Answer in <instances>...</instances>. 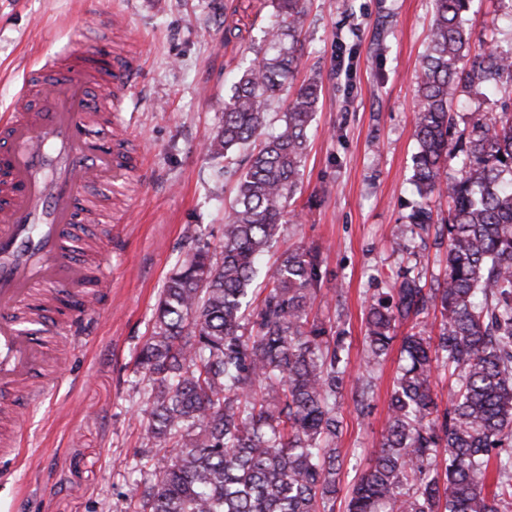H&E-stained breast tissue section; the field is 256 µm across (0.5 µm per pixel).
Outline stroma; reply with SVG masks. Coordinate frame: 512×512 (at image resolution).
Wrapping results in <instances>:
<instances>
[{
  "label": "stroma",
  "instance_id": "stroma-1",
  "mask_svg": "<svg viewBox=\"0 0 512 512\" xmlns=\"http://www.w3.org/2000/svg\"><path fill=\"white\" fill-rule=\"evenodd\" d=\"M271 0H0V113L24 77L68 55L74 38L97 43L103 55L141 58L130 93L131 131L142 172L98 192V219L82 225L79 261L89 270L112 263L113 277L97 305L72 328L35 327L48 344L70 349L52 364L55 382L30 404L24 392L0 391L9 402L0 436L15 439V460L0 465V512H134L128 489L138 465L159 462L147 444L143 375L135 354L150 336L157 303L192 233L211 245L224 236V212L236 179L211 158L210 136L229 92L226 72L262 43ZM306 34L290 87L316 77L322 92L313 116L302 183L288 222L267 253L317 249L321 319L339 318L352 376L336 399L346 459L337 512L353 482L371 465V449L388 419L400 364V336L371 375L370 415L358 416L364 310L378 289L406 267L430 280L443 272L446 245H392L408 233L415 201L416 80L431 19L430 0H306ZM125 22L112 28L113 16ZM472 50L512 47V0H475L469 15ZM499 96L474 88L453 103L457 123L498 116Z\"/></svg>",
  "mask_w": 512,
  "mask_h": 512
}]
</instances>
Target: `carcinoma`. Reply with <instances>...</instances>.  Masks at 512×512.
Instances as JSON below:
<instances>
[{
  "instance_id": "carcinoma-1",
  "label": "carcinoma",
  "mask_w": 512,
  "mask_h": 512,
  "mask_svg": "<svg viewBox=\"0 0 512 512\" xmlns=\"http://www.w3.org/2000/svg\"><path fill=\"white\" fill-rule=\"evenodd\" d=\"M473 4L431 0L407 219L425 231L433 200L448 199L439 228L446 269L428 289L406 269L366 308L370 368L388 354L398 324L412 326L374 465L354 484L347 512H512V109L470 130L456 129L451 114L457 94L473 87L512 102V49L470 55ZM272 7L266 49L253 50L234 77L209 144L215 158L248 152L224 240L178 261L136 356L148 400L144 438L167 453L161 465L143 464L144 478L129 488L141 512H335L345 331L310 318L322 279L315 250L261 265L287 223L320 94L317 79L303 82L284 100L277 132L264 136L268 102L298 67L306 15L305 0ZM440 373L453 379L443 408L432 391Z\"/></svg>"
}]
</instances>
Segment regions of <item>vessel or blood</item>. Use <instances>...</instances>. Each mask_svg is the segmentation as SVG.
<instances>
[{"label":"vessel or blood","mask_w":512,"mask_h":512,"mask_svg":"<svg viewBox=\"0 0 512 512\" xmlns=\"http://www.w3.org/2000/svg\"><path fill=\"white\" fill-rule=\"evenodd\" d=\"M71 71L55 62L31 71L7 117L0 119V389L19 387L44 364L46 353L16 321L37 289L83 294L88 272L69 258L70 227L92 222L90 185L115 182L140 153L119 133L101 145V118L123 125L130 84L140 62L101 58L78 46ZM106 85L89 100V77Z\"/></svg>","instance_id":"b4317fda"}]
</instances>
